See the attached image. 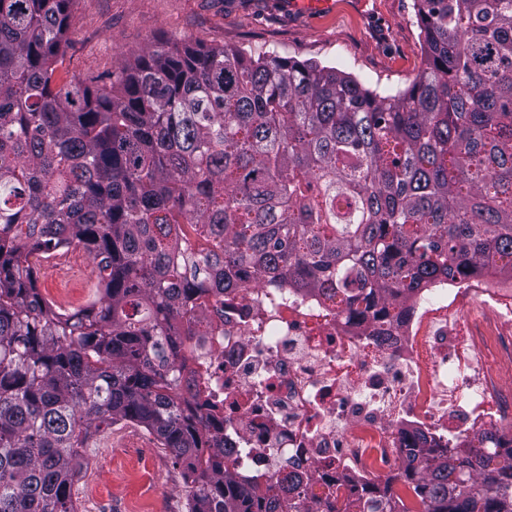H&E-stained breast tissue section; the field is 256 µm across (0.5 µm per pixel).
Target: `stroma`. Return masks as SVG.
Wrapping results in <instances>:
<instances>
[{"mask_svg":"<svg viewBox=\"0 0 512 512\" xmlns=\"http://www.w3.org/2000/svg\"><path fill=\"white\" fill-rule=\"evenodd\" d=\"M285 0H72L69 46L55 72L110 82L152 44L224 46L274 51L349 74L380 92L405 91L425 66L424 36L415 0H334L333 9L302 14ZM67 266L35 264L39 294L60 306L71 289L78 307L100 292L89 254L73 246ZM73 491L79 512H187L184 470L137 423L117 419L91 428Z\"/></svg>","mask_w":512,"mask_h":512,"instance_id":"obj_1","label":"stroma"}]
</instances>
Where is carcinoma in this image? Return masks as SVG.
Instances as JSON below:
<instances>
[{"label":"carcinoma","mask_w":512,"mask_h":512,"mask_svg":"<svg viewBox=\"0 0 512 512\" xmlns=\"http://www.w3.org/2000/svg\"><path fill=\"white\" fill-rule=\"evenodd\" d=\"M426 67L380 93L331 66L159 45L110 87L54 84L71 0H0V512H78L117 417L185 470L187 512H311L230 475L174 365L192 302L252 282L355 318L427 283L512 278V0H416ZM83 246L100 300L62 313L31 258ZM413 448L422 512H512V447ZM359 512H407L388 487Z\"/></svg>","instance_id":"obj_1"}]
</instances>
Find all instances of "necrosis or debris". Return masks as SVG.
Masks as SVG:
<instances>
[{
	"instance_id": "necrosis-or-debris-1",
	"label": "necrosis or debris",
	"mask_w": 512,
	"mask_h": 512,
	"mask_svg": "<svg viewBox=\"0 0 512 512\" xmlns=\"http://www.w3.org/2000/svg\"><path fill=\"white\" fill-rule=\"evenodd\" d=\"M491 352L512 365V294L469 281L399 299L383 321L296 288L206 295L181 350L200 401L224 417L231 472L286 484L312 512L397 473L420 438L478 450L488 430L512 439Z\"/></svg>"
}]
</instances>
